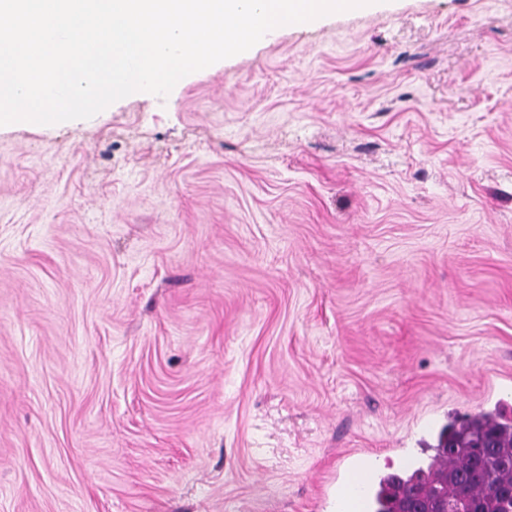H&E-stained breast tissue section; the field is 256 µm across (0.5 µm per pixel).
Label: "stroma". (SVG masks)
I'll return each mask as SVG.
<instances>
[{"mask_svg":"<svg viewBox=\"0 0 512 512\" xmlns=\"http://www.w3.org/2000/svg\"><path fill=\"white\" fill-rule=\"evenodd\" d=\"M512 418V0H374L0 126V512H341Z\"/></svg>","mask_w":512,"mask_h":512,"instance_id":"stroma-1","label":"stroma"}]
</instances>
